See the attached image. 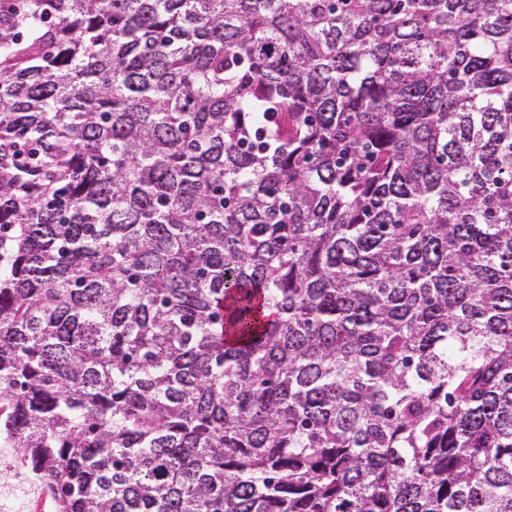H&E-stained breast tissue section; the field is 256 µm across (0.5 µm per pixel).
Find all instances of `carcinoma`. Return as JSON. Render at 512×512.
<instances>
[{
	"instance_id": "carcinoma-1",
	"label": "carcinoma",
	"mask_w": 512,
	"mask_h": 512,
	"mask_svg": "<svg viewBox=\"0 0 512 512\" xmlns=\"http://www.w3.org/2000/svg\"><path fill=\"white\" fill-rule=\"evenodd\" d=\"M0 439L57 512H512V0L0 9Z\"/></svg>"
}]
</instances>
